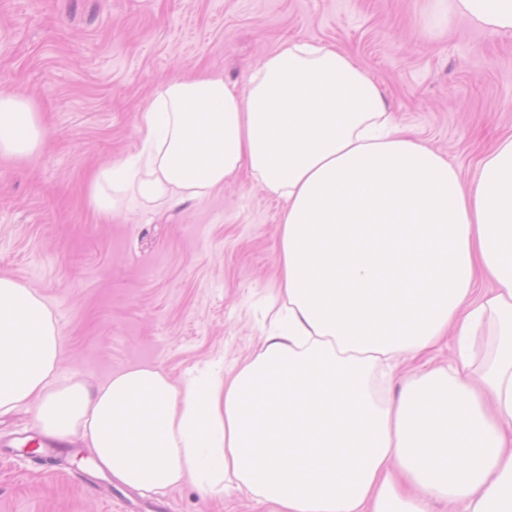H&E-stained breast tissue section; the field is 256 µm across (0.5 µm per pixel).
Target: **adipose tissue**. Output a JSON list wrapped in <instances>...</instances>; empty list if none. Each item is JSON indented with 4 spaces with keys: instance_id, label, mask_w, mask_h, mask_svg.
Returning a JSON list of instances; mask_svg holds the SVG:
<instances>
[{
    "instance_id": "ef3b65f1",
    "label": "adipose tissue",
    "mask_w": 512,
    "mask_h": 512,
    "mask_svg": "<svg viewBox=\"0 0 512 512\" xmlns=\"http://www.w3.org/2000/svg\"><path fill=\"white\" fill-rule=\"evenodd\" d=\"M512 33V0H431L429 22ZM142 150L94 174L92 212L203 199L251 171L281 197L277 293L258 354L173 382L157 366L61 380L47 304L0 274V415L81 435L143 492L231 483L265 512H512V133L471 182L400 130L369 72L335 46L287 39L244 90L199 73L164 82L139 116ZM34 97L0 95V158L33 159ZM452 336L454 356L378 400L395 369Z\"/></svg>"
}]
</instances>
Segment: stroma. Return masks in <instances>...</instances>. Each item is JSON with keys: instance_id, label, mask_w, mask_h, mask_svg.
<instances>
[{"instance_id": "obj_1", "label": "stroma", "mask_w": 512, "mask_h": 512, "mask_svg": "<svg viewBox=\"0 0 512 512\" xmlns=\"http://www.w3.org/2000/svg\"><path fill=\"white\" fill-rule=\"evenodd\" d=\"M429 0H0V92L34 96L45 141L0 160V273L44 297L60 372L90 383L134 365L172 379L253 358L277 287L280 204L250 175L203 201L95 217L91 172L141 147L138 115L167 79L243 84L280 40L332 43L380 84L410 134L472 176L512 131V33L424 23ZM29 412L0 417V512H262L234 486L147 494L98 470L81 440L29 452Z\"/></svg>"}]
</instances>
